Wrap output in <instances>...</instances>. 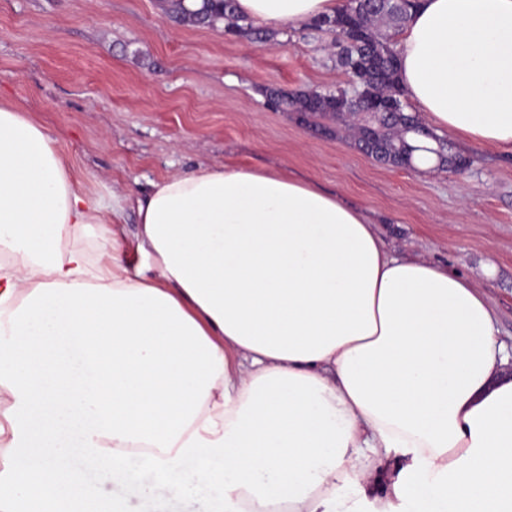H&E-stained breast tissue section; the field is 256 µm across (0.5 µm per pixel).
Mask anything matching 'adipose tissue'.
I'll use <instances>...</instances> for the list:
<instances>
[{"label":"adipose tissue","instance_id":"1","mask_svg":"<svg viewBox=\"0 0 512 512\" xmlns=\"http://www.w3.org/2000/svg\"><path fill=\"white\" fill-rule=\"evenodd\" d=\"M342 5L236 0L267 28ZM396 49L426 125L512 152V0H420ZM119 213L0 99V512H127L91 471L210 512H512V374L476 282L282 170L154 183L147 272L117 234L95 265L79 246Z\"/></svg>","mask_w":512,"mask_h":512}]
</instances>
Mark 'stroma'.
<instances>
[{
	"mask_svg": "<svg viewBox=\"0 0 512 512\" xmlns=\"http://www.w3.org/2000/svg\"><path fill=\"white\" fill-rule=\"evenodd\" d=\"M165 0H0V97L57 140L77 188L124 198L126 258L135 201L195 168L242 163L314 181L366 209L387 251L420 255L477 282L512 357V157L451 141L463 175L382 164L336 118L277 109L271 92L346 86L328 35L279 29L264 41L224 26L176 25Z\"/></svg>",
	"mask_w": 512,
	"mask_h": 512,
	"instance_id": "1",
	"label": "stroma"
}]
</instances>
